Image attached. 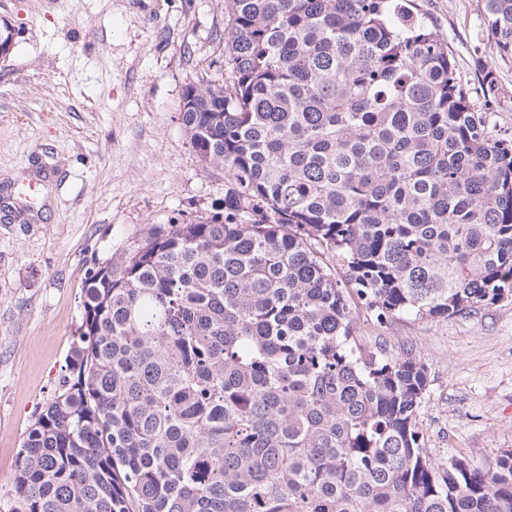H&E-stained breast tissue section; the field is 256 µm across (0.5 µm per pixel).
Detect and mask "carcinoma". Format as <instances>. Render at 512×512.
I'll return each mask as SVG.
<instances>
[{"mask_svg": "<svg viewBox=\"0 0 512 512\" xmlns=\"http://www.w3.org/2000/svg\"><path fill=\"white\" fill-rule=\"evenodd\" d=\"M226 7L224 79L182 115L224 215L87 277L9 512H512V451L433 460L425 365L363 352L352 316L512 298V133L490 120L512 95L485 67L475 110L413 0ZM484 13L512 59V0Z\"/></svg>", "mask_w": 512, "mask_h": 512, "instance_id": "carcinoma-1", "label": "carcinoma"}]
</instances>
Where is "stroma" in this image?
<instances>
[{"mask_svg": "<svg viewBox=\"0 0 512 512\" xmlns=\"http://www.w3.org/2000/svg\"><path fill=\"white\" fill-rule=\"evenodd\" d=\"M446 35L475 108L481 65L512 92L483 0H415ZM0 512L38 415L61 393L90 268L156 224L224 210V172L182 124L187 87L224 74L225 0H0ZM361 349L427 369L419 416L437 462L512 450V298L455 317L353 312Z\"/></svg>", "mask_w": 512, "mask_h": 512, "instance_id": "1", "label": "stroma"}]
</instances>
